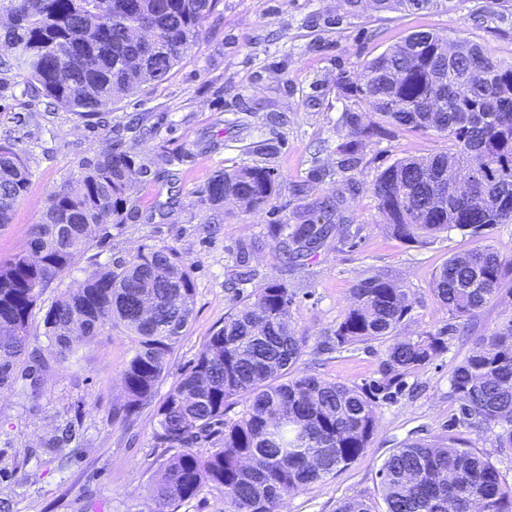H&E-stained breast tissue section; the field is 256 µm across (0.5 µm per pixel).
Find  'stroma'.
<instances>
[{"label": "stroma", "instance_id": "1", "mask_svg": "<svg viewBox=\"0 0 512 512\" xmlns=\"http://www.w3.org/2000/svg\"><path fill=\"white\" fill-rule=\"evenodd\" d=\"M483 0H458L452 12L346 13L341 0H221L203 22L188 55L159 83H148L122 101L83 119L24 93L17 73H7L0 91V139L26 151L32 172L12 221L0 226V259L25 251L29 232L40 223L49 195L76 181L82 167L109 144L134 154L143 169L130 190L132 216L108 233H93L89 256L111 264L144 246L176 249L195 284L193 317L170 357L153 404L124 419L113 418L125 402L122 373L135 343L113 329L77 346L42 379L38 411L29 413L17 389H0V467L26 462L25 472L0 481L11 492L12 512H153L148 485L166 459L154 442L157 402L179 382L208 334L224 324L237 301L226 288V272L239 248H247L253 284L275 276L294 296L292 319L308 336L298 364L321 379L364 384L380 376L387 342L374 341L326 354L318 340L335 329L361 278L384 274L409 289L413 308L401 336L444 333L445 348L403 378L397 394L378 401L376 430L351 465L286 499L281 512H337L350 499L380 502L378 471L404 444L447 437L458 413L451 395L455 369L480 336L512 320V278L482 308L468 332H447L448 315L430 292L434 275L451 255L489 245L512 258V224L496 225L485 238L452 231L430 243L391 237L380 222L371 185L397 158L447 149L433 135L398 133L367 144L356 180L359 190H342L336 148L347 139L341 124L360 104L337 87L369 59L414 31L491 48L512 59V0L497 14L482 12ZM271 141L277 152L268 164L282 184L272 209L259 217L213 207L212 178L256 162L255 145ZM307 186L299 196L296 186ZM337 198L335 223L351 238L331 234L301 264L276 265L270 225L295 224L304 202ZM77 417L84 449L66 448L67 464L29 460L40 441L53 434L57 414ZM457 436L486 454L506 486H512V456L498 451L494 434L466 426Z\"/></svg>", "mask_w": 512, "mask_h": 512}]
</instances>
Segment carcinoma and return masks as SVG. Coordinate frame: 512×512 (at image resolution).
Returning <instances> with one entry per match:
<instances>
[{
	"instance_id": "cac0c4a2",
	"label": "carcinoma",
	"mask_w": 512,
	"mask_h": 512,
	"mask_svg": "<svg viewBox=\"0 0 512 512\" xmlns=\"http://www.w3.org/2000/svg\"><path fill=\"white\" fill-rule=\"evenodd\" d=\"M221 0H0V70L26 77L24 92L90 118L161 82L189 53L204 20ZM356 14L370 10L428 12L452 0H342ZM346 96L368 106L345 112L348 140L338 146L347 184L363 163L367 142L390 125L402 132L448 139V150L408 155L385 168L371 186L381 224L395 238L427 243L458 230L484 237L512 223V60L467 41L417 31L368 60ZM141 168L133 155L105 148L81 168L83 190H54L30 248L0 262V388L22 383L28 410L39 409L42 374L75 347L108 328L135 337L122 380L127 415L152 402L195 305V286L181 256L144 247L111 266L91 263L79 288L49 307L42 296L89 250L87 226L126 223L129 190ZM31 171L23 150L0 143V225L11 223ZM280 182L265 165L243 164L216 175L207 187L218 207L227 199L247 214L264 212ZM329 202L315 201L299 224H274L277 262L297 263L333 228ZM512 275V259L488 246L454 254L436 273L431 292L448 319L469 321L497 297ZM288 286L272 276L205 337L194 365L156 411L155 447L172 454L149 492L156 512H177L204 488L224 495V512H278L282 501L356 461L375 432L376 399L399 378L445 348L441 335L398 338L411 310L408 290L387 277H365L321 349L392 338L382 378L369 385L328 381L297 370L307 337L296 329ZM42 312L47 344L32 340L31 321ZM459 421L494 434L512 455V321L478 339L451 378ZM212 444L201 455L196 444ZM81 446L80 424L61 417L36 455L52 460ZM385 512H512V487L476 449L448 438L393 450L379 470Z\"/></svg>"
}]
</instances>
